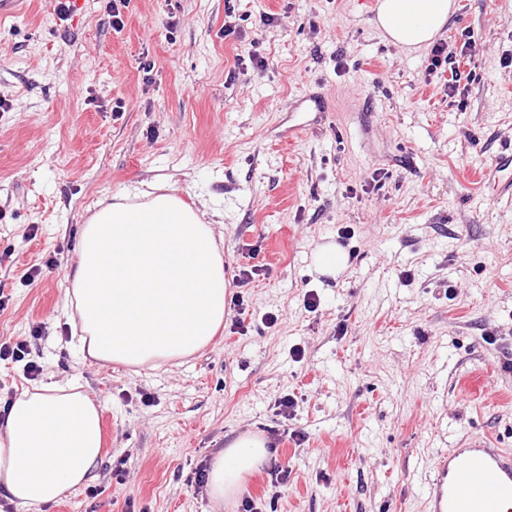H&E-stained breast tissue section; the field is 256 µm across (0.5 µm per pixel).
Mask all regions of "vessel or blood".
I'll use <instances>...</instances> for the list:
<instances>
[{
    "label": "vessel or blood",
    "mask_w": 512,
    "mask_h": 512,
    "mask_svg": "<svg viewBox=\"0 0 512 512\" xmlns=\"http://www.w3.org/2000/svg\"><path fill=\"white\" fill-rule=\"evenodd\" d=\"M426 512H512V448L484 440L438 452L423 485Z\"/></svg>",
    "instance_id": "b4317fda"
}]
</instances>
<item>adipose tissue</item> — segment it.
Segmentation results:
<instances>
[{"label": "adipose tissue", "mask_w": 512, "mask_h": 512, "mask_svg": "<svg viewBox=\"0 0 512 512\" xmlns=\"http://www.w3.org/2000/svg\"><path fill=\"white\" fill-rule=\"evenodd\" d=\"M456 0H379L372 20L399 51L441 35ZM63 313L77 317L82 356L142 366L206 347L224 322L229 284L214 228L172 193L117 202L83 224ZM95 401L80 385L23 393L0 414V496L24 506L57 502L86 484L101 457ZM265 456L263 440L233 439L214 459L210 493L238 491Z\"/></svg>", "instance_id": "1"}]
</instances>
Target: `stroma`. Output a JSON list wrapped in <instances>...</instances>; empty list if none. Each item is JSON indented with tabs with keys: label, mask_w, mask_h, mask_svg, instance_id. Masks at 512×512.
<instances>
[{
	"label": "stroma",
	"mask_w": 512,
	"mask_h": 512,
	"mask_svg": "<svg viewBox=\"0 0 512 512\" xmlns=\"http://www.w3.org/2000/svg\"><path fill=\"white\" fill-rule=\"evenodd\" d=\"M82 2L61 22L51 0H0V343L43 368L0 361V406L77 383L102 459L61 501L0 512H425L432 452L512 448V202L482 179L512 146V0H457L443 39L476 41L461 109L374 0H120V29L109 0ZM249 46L265 64L238 69ZM301 94L326 111H295ZM156 181L213 212L243 305L190 357L82 359L61 313L81 226ZM328 241L348 254L335 279L313 262ZM244 433L287 485L260 464L232 498L195 488Z\"/></svg>",
	"instance_id": "obj_1"
}]
</instances>
